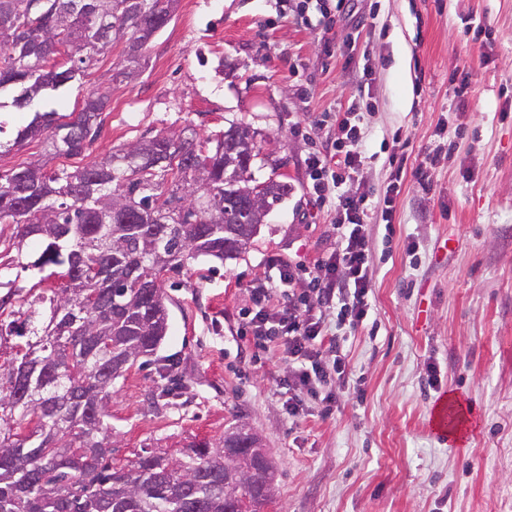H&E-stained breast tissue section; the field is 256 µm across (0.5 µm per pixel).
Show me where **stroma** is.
Segmentation results:
<instances>
[{
	"label": "stroma",
	"instance_id": "stroma-1",
	"mask_svg": "<svg viewBox=\"0 0 512 512\" xmlns=\"http://www.w3.org/2000/svg\"><path fill=\"white\" fill-rule=\"evenodd\" d=\"M373 29L323 17L317 0H178L129 82L113 83L122 45L95 55L83 86L108 96L99 133L78 156L49 157L43 137L0 153V175L40 159L81 167L159 131L199 134L242 120L259 133L257 180L292 187L248 249L170 274L169 333L149 365L112 390L116 466L142 448L179 454L219 441L233 414L264 438L276 494L266 512H512V0H363ZM305 20L293 23L295 14ZM372 70L361 125V187L390 178L382 142L407 141L409 172L391 222L371 212L372 310L340 337L347 376L338 406L310 401L298 420L278 385L280 352L237 336L247 289L267 257L329 255L334 212L307 187L320 136L311 120L345 111L350 68ZM467 81L463 96L455 82ZM448 154L423 192L412 174L441 141ZM436 385H429V377ZM460 414L448 437L440 399Z\"/></svg>",
	"mask_w": 512,
	"mask_h": 512
}]
</instances>
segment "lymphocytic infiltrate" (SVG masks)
Here are the masks:
<instances>
[{
	"mask_svg": "<svg viewBox=\"0 0 512 512\" xmlns=\"http://www.w3.org/2000/svg\"><path fill=\"white\" fill-rule=\"evenodd\" d=\"M352 100L340 117L336 133L326 146L306 159L313 194L320 205L334 210L336 248L327 257L305 268L306 290L287 293L298 273L281 257L268 260L273 273L254 281L249 293L253 306L238 324L240 336L255 347L281 349L288 373L280 385L288 392L289 418L301 417L306 402L337 399L330 388L332 374H343L338 332L356 331L371 308L370 249L365 218L373 206L390 216L401 193L399 179H391L379 197L355 188V176L364 163L365 133Z\"/></svg>",
	"mask_w": 512,
	"mask_h": 512,
	"instance_id": "1",
	"label": "lymphocytic infiltrate"
}]
</instances>
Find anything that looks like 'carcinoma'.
Here are the masks:
<instances>
[{
    "label": "carcinoma",
    "instance_id": "cac0c4a2",
    "mask_svg": "<svg viewBox=\"0 0 512 512\" xmlns=\"http://www.w3.org/2000/svg\"><path fill=\"white\" fill-rule=\"evenodd\" d=\"M174 0H112L107 26L69 11L70 0H0V92L13 89L22 110L49 91L82 80L92 54L124 43L120 75L136 69ZM108 98L86 91L78 112H33L14 143L46 136L54 155L77 156L99 132ZM235 128L179 139L158 132L83 168L46 170L37 160L0 177V223L14 225V278L0 275V512H225L224 466L246 437L236 421L213 443L189 445L182 461L143 448L135 461L112 466V432L105 418L112 385L156 353L169 331L163 276L200 258H237L250 244L241 188L255 181L261 152L251 140L238 152L240 170L224 172ZM150 143L161 163H132ZM288 184L263 181L268 208ZM29 272L39 283L18 285ZM156 298L141 295L142 282ZM233 512H264L272 502L274 469L265 448L249 457Z\"/></svg>",
    "mask_w": 512,
    "mask_h": 512
}]
</instances>
